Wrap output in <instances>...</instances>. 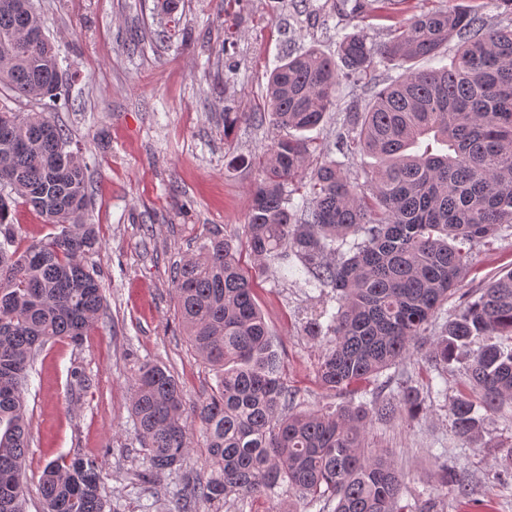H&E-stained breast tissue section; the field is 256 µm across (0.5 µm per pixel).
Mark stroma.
Here are the masks:
<instances>
[{"instance_id": "1", "label": "stroma", "mask_w": 512, "mask_h": 512, "mask_svg": "<svg viewBox=\"0 0 512 512\" xmlns=\"http://www.w3.org/2000/svg\"><path fill=\"white\" fill-rule=\"evenodd\" d=\"M400 0L384 19L363 21L352 0H181L179 23L154 13L153 0H34L62 70L72 73L68 103L56 118L87 165L89 205L100 246L86 262L99 275L106 303L81 344L48 341L34 354L26 404L31 423L25 512H42L43 466L77 454L95 457L105 477L107 512H171L186 485L212 471L201 436L181 468L143 482L149 454L129 413L139 369L151 362L179 382L187 406L216 384V371L184 335L171 270L215 232L236 234L261 179L259 158L277 136L250 121L225 129V112L263 107L268 73L291 52H336L341 36L363 32L375 43L423 3ZM512 270V229L476 246L459 291L442 307L458 310L494 277ZM257 303L271 333L297 409L336 410L317 366L326 337L302 324L335 310L330 291L301 273L254 276ZM465 361L439 381L413 419L374 422L369 441L390 449L409 473L403 499L421 504L438 483L433 456L448 451L475 486L473 498L436 497L435 512H512V493L488 475L493 450L512 443V408L484 416L479 439L454 435L448 404L464 380ZM190 512H319L280 485L254 498L192 502Z\"/></svg>"}]
</instances>
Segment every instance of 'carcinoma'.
<instances>
[{"label":"carcinoma","instance_id":"obj_1","mask_svg":"<svg viewBox=\"0 0 512 512\" xmlns=\"http://www.w3.org/2000/svg\"><path fill=\"white\" fill-rule=\"evenodd\" d=\"M34 0H0V88L37 105L0 108V512H23L28 428L25 391L33 352L49 340L79 344L98 321L104 296L85 256L98 244L87 223V167L70 150L54 112L68 75L59 67ZM457 53L445 64L448 43ZM421 60L441 66L420 69ZM401 73L386 87L345 108L338 151L378 160L370 193L358 191L345 163L307 167L308 143L289 131L323 123L336 110L343 81L376 80L379 66ZM267 112H226L224 131L242 120L287 132L262 155L264 177L251 190L241 235L256 267L302 272L335 294L336 312L310 317L304 332L333 336L317 373L345 399L334 412L292 410V391L234 240L218 235L176 265L172 286L194 349L219 371L217 388L188 420L178 381L166 369L142 367L131 397L149 477L181 466L199 423L213 476L186 498L249 497L282 483L307 505L335 503L334 512H433L434 498L402 504L406 475L392 453L368 442L376 420L422 410L413 378L398 390L356 402L361 389L425 350L431 367L467 359L465 389L448 408L450 427L475 439L482 418L512 402V271L444 324L426 345L438 311L468 269L462 246H475L512 226V23L484 27L476 11L448 8L413 14L389 41L346 34L336 56L310 48L269 75ZM308 188L302 203L293 195ZM23 203L60 231L22 244L13 205ZM328 318V324L321 323ZM483 339L478 348L476 340ZM440 488L473 494L470 476L436 458ZM492 479L512 482V447ZM43 512H105L96 460L74 456L48 463L39 484Z\"/></svg>","mask_w":512,"mask_h":512}]
</instances>
